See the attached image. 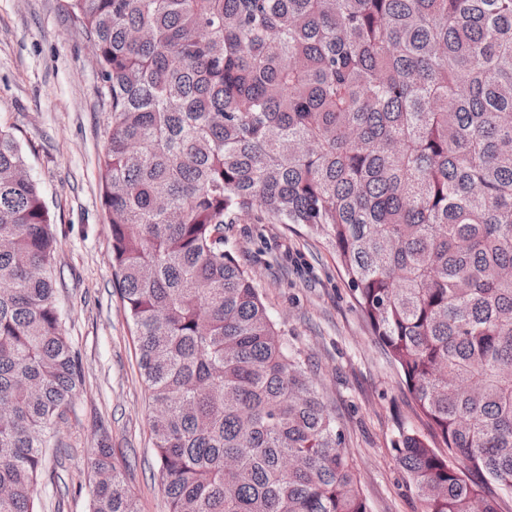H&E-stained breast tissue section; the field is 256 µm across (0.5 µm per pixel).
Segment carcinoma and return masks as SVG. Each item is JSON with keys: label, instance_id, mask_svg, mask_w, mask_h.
<instances>
[{"label": "carcinoma", "instance_id": "cac0c4a2", "mask_svg": "<svg viewBox=\"0 0 512 512\" xmlns=\"http://www.w3.org/2000/svg\"><path fill=\"white\" fill-rule=\"evenodd\" d=\"M112 129L99 168L169 512H367L306 363L224 225L335 252L429 435L421 512L512 496V0H70ZM0 127V512H37L78 358L56 239ZM92 512H138L107 444ZM477 472L483 480L475 482Z\"/></svg>", "mask_w": 512, "mask_h": 512}]
</instances>
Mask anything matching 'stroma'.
I'll use <instances>...</instances> for the list:
<instances>
[{
  "label": "stroma",
  "mask_w": 512,
  "mask_h": 512,
  "mask_svg": "<svg viewBox=\"0 0 512 512\" xmlns=\"http://www.w3.org/2000/svg\"><path fill=\"white\" fill-rule=\"evenodd\" d=\"M69 0H0V126L19 135L57 240V302L84 376L52 424L39 512H91L93 453L108 443L139 512H168L150 438L134 327L124 305L102 203L98 157L111 115L99 65ZM299 352L356 465L368 512H419L394 447L425 432L417 405L364 319L335 253L301 224L260 211L224 227Z\"/></svg>",
  "instance_id": "35a3bbf8"
}]
</instances>
